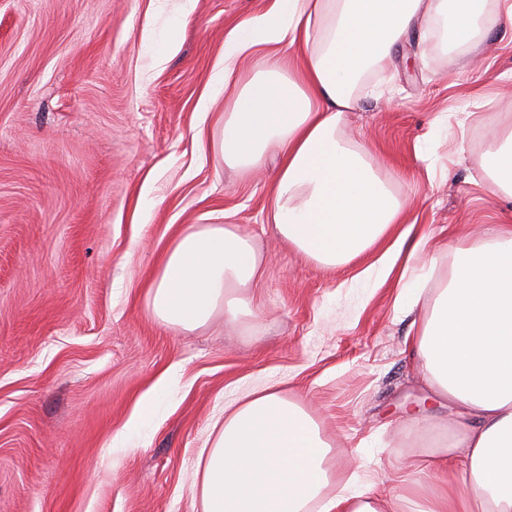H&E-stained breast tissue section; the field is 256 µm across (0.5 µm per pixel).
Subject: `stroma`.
Here are the masks:
<instances>
[{"instance_id":"obj_1","label":"stroma","mask_w":512,"mask_h":512,"mask_svg":"<svg viewBox=\"0 0 512 512\" xmlns=\"http://www.w3.org/2000/svg\"><path fill=\"white\" fill-rule=\"evenodd\" d=\"M273 0H0V512H200L198 454L225 404L266 386L310 411L337 480L392 496L427 391L397 275L328 268L268 222L274 167L241 177L198 139L224 38ZM449 46L438 22L370 72L340 130L434 244L494 232L512 196L484 171L512 124V24ZM234 224L269 260L254 315L161 325L147 291L175 230ZM151 401L149 415L141 405Z\"/></svg>"}]
</instances>
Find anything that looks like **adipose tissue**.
Masks as SVG:
<instances>
[{"label":"adipose tissue","instance_id":"ef3b65f1","mask_svg":"<svg viewBox=\"0 0 512 512\" xmlns=\"http://www.w3.org/2000/svg\"><path fill=\"white\" fill-rule=\"evenodd\" d=\"M449 24V41L512 22V0H275L224 40L217 79L230 97L216 117L213 157L252 174L274 164L270 220L288 244L326 267L347 264L402 223V207L366 153L337 138L354 91L385 68L397 44L421 26ZM262 52V68L240 77L239 60ZM292 52L293 65L282 55ZM494 184L512 194V128L495 131L484 154ZM385 270H424L402 290L397 312L412 316L411 357L438 406L456 425L431 459L427 493L385 499L368 491L327 493L330 449L312 417L266 387L224 408L212 447L199 455L203 512H512V225L450 246L449 274L426 233L406 229ZM267 262L233 224H190L174 233L147 293L162 325L194 330L251 315L248 290ZM435 281L432 290L424 284Z\"/></svg>","mask_w":512,"mask_h":512}]
</instances>
